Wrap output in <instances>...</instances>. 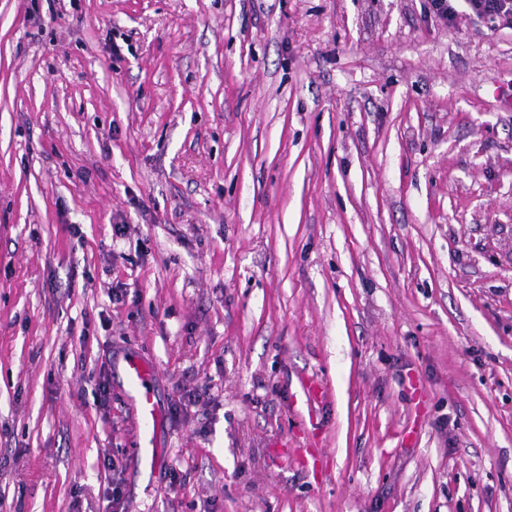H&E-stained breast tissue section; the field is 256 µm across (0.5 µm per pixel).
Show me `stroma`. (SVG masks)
<instances>
[{
    "mask_svg": "<svg viewBox=\"0 0 512 512\" xmlns=\"http://www.w3.org/2000/svg\"><path fill=\"white\" fill-rule=\"evenodd\" d=\"M107 456L123 512H512V29L0 0V512ZM126 384L139 402L141 415L145 424L143 438L153 442L157 429L161 425L163 415L160 405L154 399L153 386L156 380L152 365L139 360L129 359L125 367Z\"/></svg>",
    "mask_w": 512,
    "mask_h": 512,
    "instance_id": "35a3bbf8",
    "label": "stroma"
}]
</instances>
